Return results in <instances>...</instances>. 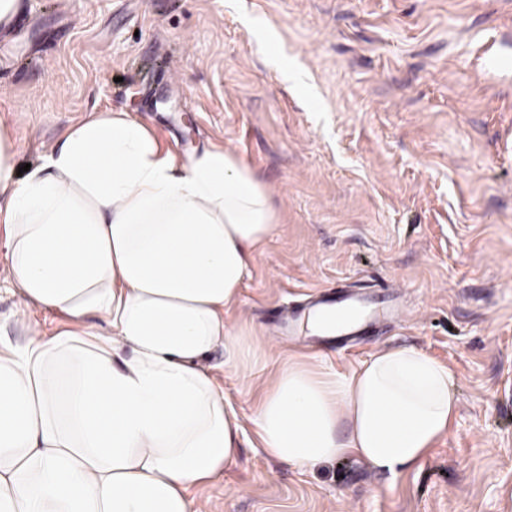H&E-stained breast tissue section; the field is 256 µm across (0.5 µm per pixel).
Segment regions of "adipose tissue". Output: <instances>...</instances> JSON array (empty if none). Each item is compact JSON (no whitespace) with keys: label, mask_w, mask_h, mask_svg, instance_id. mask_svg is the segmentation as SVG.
<instances>
[{"label":"adipose tissue","mask_w":512,"mask_h":512,"mask_svg":"<svg viewBox=\"0 0 512 512\" xmlns=\"http://www.w3.org/2000/svg\"><path fill=\"white\" fill-rule=\"evenodd\" d=\"M15 156L0 123L13 292L67 326L0 341V512H194L190 488L239 448L240 420L200 361L220 347L247 368L254 331L224 310L276 228L266 184L221 147L179 162L126 112L71 125L25 176ZM458 402L449 368L413 348L348 375L309 353L277 368L252 423L273 460L355 458L396 476L447 436Z\"/></svg>","instance_id":"ef3b65f1"}]
</instances>
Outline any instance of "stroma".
I'll return each mask as SVG.
<instances>
[{
	"mask_svg": "<svg viewBox=\"0 0 512 512\" xmlns=\"http://www.w3.org/2000/svg\"><path fill=\"white\" fill-rule=\"evenodd\" d=\"M111 109L178 159L230 149L280 214L230 312L258 330L250 369L202 361L243 434L196 512H512V0H24L0 32L17 166ZM9 276L0 246V339L63 328ZM339 295L399 312L349 341L286 332ZM296 347L341 374L426 353L453 375L451 431L396 476L269 459L252 407Z\"/></svg>",
	"mask_w": 512,
	"mask_h": 512,
	"instance_id": "stroma-1",
	"label": "stroma"
}]
</instances>
